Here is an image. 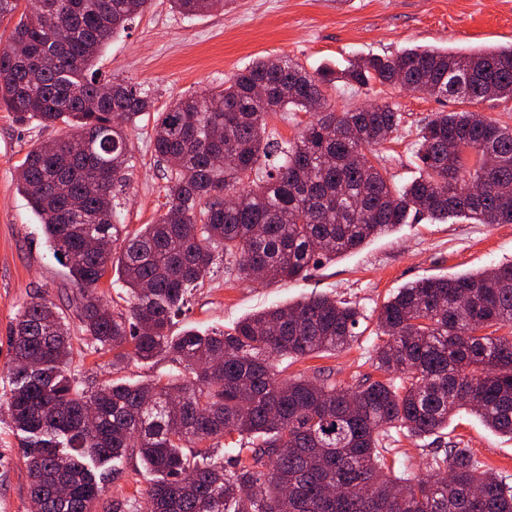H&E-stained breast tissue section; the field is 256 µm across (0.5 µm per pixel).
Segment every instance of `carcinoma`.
Instances as JSON below:
<instances>
[{"label":"carcinoma","mask_w":512,"mask_h":512,"mask_svg":"<svg viewBox=\"0 0 512 512\" xmlns=\"http://www.w3.org/2000/svg\"><path fill=\"white\" fill-rule=\"evenodd\" d=\"M148 0H0L19 15L0 42V111L15 122L70 132L21 163L18 190L69 268L72 299L91 345L112 367L174 355L191 377L89 391L68 369L70 333L43 294L22 306L10 335L7 412L36 512H96L105 492L89 462L138 459L154 479L144 512H512L509 476L485 469L448 441L437 474L413 477L387 463L391 429L438 433L462 409L512 437V263L418 280L383 302L373 363L399 376L341 388L330 378H282L273 357L346 348L360 312L334 297L272 307L228 331L173 319L213 266L240 278L268 270L291 281L415 218L512 224V129L475 112H437L421 127V174L396 186L365 150L398 130L387 102L337 112L327 89L409 87L436 98L512 99V47L469 53L404 49L314 73L267 57L204 97L158 113L154 157L166 172L164 212L129 230L116 198L130 182L126 129L151 110L149 93L92 72L110 40ZM190 17L224 0H169ZM262 86L266 98L255 97ZM316 115L288 144L270 138L276 112ZM476 155L469 162L470 154ZM230 195L225 203L219 194ZM82 202V213L69 200ZM118 246L96 252L86 238ZM115 271L129 308L114 312L95 289ZM94 407L88 417V407ZM238 436L229 462L217 440Z\"/></svg>","instance_id":"carcinoma-1"}]
</instances>
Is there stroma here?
Instances as JSON below:
<instances>
[{
  "label": "stroma",
  "instance_id": "obj_1",
  "mask_svg": "<svg viewBox=\"0 0 512 512\" xmlns=\"http://www.w3.org/2000/svg\"><path fill=\"white\" fill-rule=\"evenodd\" d=\"M512 46V0H224L222 8L185 17L168 0H149L102 52L95 67L101 80L118 77L141 85L153 101L152 113L129 128L134 155L125 197L130 229L155 221L164 201L163 169L152 143L154 115L173 100L213 91L240 68L260 57L285 55L315 71L344 67L357 57H389L403 49L495 50ZM333 109L344 112L372 102H387L405 121L378 148L396 184L418 177L414 162L418 132L438 112L460 110L454 100L436 99L397 86L329 90ZM64 126L21 125L0 112V400L9 394L4 370L12 349L9 336L27 301L48 295L63 311L71 329L70 371L89 389L117 380L138 383L178 377L182 365L173 357L131 361L112 367V357L94 352L69 299L76 291L65 265L49 248L44 229L18 190L21 162L34 145L64 135ZM512 262V224H478L464 218L445 223L420 220L373 239L336 261L312 269L295 281L238 279L224 264L214 266L202 288L193 291L173 333L194 328L228 330L242 318L275 305L328 295L356 304L361 332L351 347L278 361L288 376H327L342 387L364 378L379 379L371 356L379 342L376 317L388 296L406 284L440 275L474 272ZM469 449L487 469L512 475V438L496 434L470 412L456 415L448 438L411 437L394 431V448L410 473L432 472V459L445 440ZM20 438L0 419V512H32L27 472L20 460ZM120 473L106 497L133 506L143 503L150 477L135 460Z\"/></svg>",
  "mask_w": 512,
  "mask_h": 512
}]
</instances>
